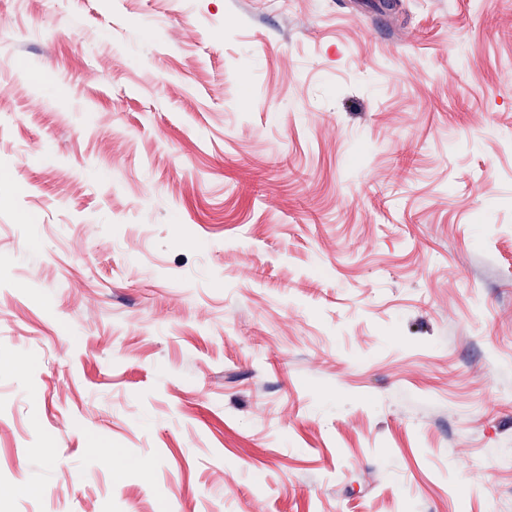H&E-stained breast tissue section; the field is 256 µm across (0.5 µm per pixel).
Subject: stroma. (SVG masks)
<instances>
[{"instance_id": "35a3bbf8", "label": "stroma", "mask_w": 512, "mask_h": 512, "mask_svg": "<svg viewBox=\"0 0 512 512\" xmlns=\"http://www.w3.org/2000/svg\"><path fill=\"white\" fill-rule=\"evenodd\" d=\"M0 512H512V0H0Z\"/></svg>"}]
</instances>
